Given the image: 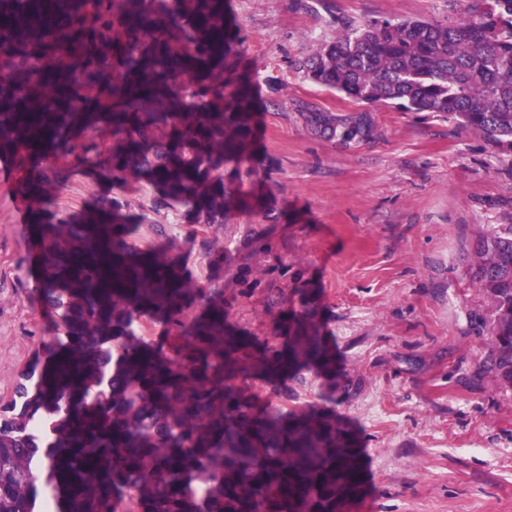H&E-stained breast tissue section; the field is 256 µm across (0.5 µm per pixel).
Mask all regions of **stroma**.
Returning <instances> with one entry per match:
<instances>
[{
  "label": "stroma",
  "instance_id": "stroma-1",
  "mask_svg": "<svg viewBox=\"0 0 512 512\" xmlns=\"http://www.w3.org/2000/svg\"><path fill=\"white\" fill-rule=\"evenodd\" d=\"M232 7L259 78V205L192 224L179 209L154 210L151 191L134 187L119 196L144 218L141 243L171 247L201 287L223 291L229 323L247 336L266 338L299 289L317 291L336 348L334 409L363 455L353 512H512V388L480 369L489 349L468 314L486 300L467 275L477 239L512 224V153L430 112L369 107L371 137L346 143L316 134L295 110L304 100L357 111L297 68L342 23L446 21L459 0ZM16 178L0 160L2 401L53 333L35 298ZM112 194L80 171L55 192L67 213Z\"/></svg>",
  "mask_w": 512,
  "mask_h": 512
}]
</instances>
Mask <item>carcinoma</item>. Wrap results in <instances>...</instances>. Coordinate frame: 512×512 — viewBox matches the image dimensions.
I'll use <instances>...</instances> for the list:
<instances>
[{
  "label": "carcinoma",
  "mask_w": 512,
  "mask_h": 512,
  "mask_svg": "<svg viewBox=\"0 0 512 512\" xmlns=\"http://www.w3.org/2000/svg\"><path fill=\"white\" fill-rule=\"evenodd\" d=\"M241 43L232 0H0V158L17 171L35 292L54 315L0 403V512H352L361 496L358 436L332 411L288 407L286 381L336 373L313 289L271 337L244 336L224 293L138 243L143 218L120 198L56 208L76 169L147 187L154 209L194 224L254 208L243 177L259 114ZM299 69L355 103L437 113L512 152V0H466L444 23L344 25ZM298 112L345 142L372 131L366 113ZM468 273L488 302L469 313L488 332L485 367L512 387V224L480 237ZM145 320L174 342L146 339Z\"/></svg>",
  "instance_id": "obj_1"
}]
</instances>
